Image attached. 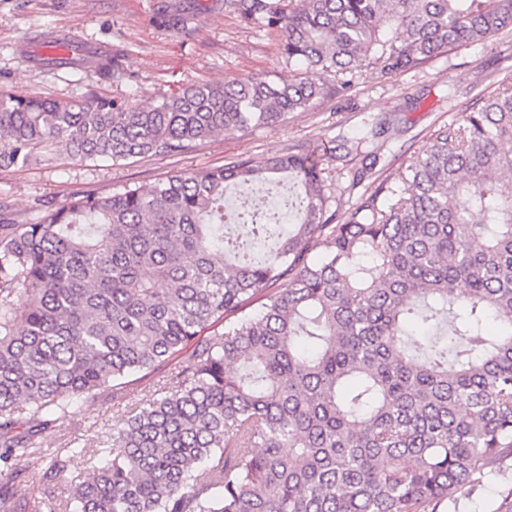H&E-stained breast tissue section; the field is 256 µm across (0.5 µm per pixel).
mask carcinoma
Wrapping results in <instances>:
<instances>
[{"label": "carcinoma", "mask_w": 512, "mask_h": 512, "mask_svg": "<svg viewBox=\"0 0 512 512\" xmlns=\"http://www.w3.org/2000/svg\"><path fill=\"white\" fill-rule=\"evenodd\" d=\"M322 72L196 83L138 111L0 94V170L166 156L512 31V0H224ZM195 13L162 5L165 27ZM123 75L121 54L95 62ZM350 172L355 190L379 160ZM315 149L0 218V512H437L512 462V82L341 221ZM293 191L279 194L281 184ZM261 194L224 213V191ZM253 302L254 313H246ZM223 331H218V328ZM179 358L58 502L24 462L77 403Z\"/></svg>", "instance_id": "carcinoma-1"}]
</instances>
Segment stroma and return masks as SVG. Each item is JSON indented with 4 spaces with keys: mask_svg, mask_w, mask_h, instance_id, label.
<instances>
[{
    "mask_svg": "<svg viewBox=\"0 0 512 512\" xmlns=\"http://www.w3.org/2000/svg\"><path fill=\"white\" fill-rule=\"evenodd\" d=\"M197 5L196 30L184 36L165 28L156 18L159 0H0V93L21 90L37 96L69 98L89 88L112 97L123 108H146L161 96L178 93L201 82L220 83L254 74L282 75L274 37L242 26L222 7V0H177ZM70 26L81 38L105 43L124 52L122 81L102 80L86 73L75 85L64 72H47L24 64L16 41L32 39L47 29ZM512 76V36L454 49L430 61L420 71L379 79L362 71L353 89L326 95L313 107L289 114L279 126L249 133L223 132L165 157L133 158L119 164L66 161L47 151L32 165L0 171V209L14 223L31 224L43 210L54 209L87 193L107 195L124 186L148 187L170 175L221 167L241 157L264 161L281 153L318 148L332 206L346 213L350 201L341 178L342 155L364 118L398 112L403 130L388 143L385 157L361 184L372 192L392 178L426 143L439 126L455 120L461 108ZM455 100H448L449 88ZM168 370L129 383L120 399L102 395L76 408L48 437L43 453L29 459L25 490L33 492L49 465V452L70 447L95 450L135 403L165 384ZM512 487V467L484 478L475 491L458 494L439 512H490L502 491Z\"/></svg>",
    "mask_w": 512,
    "mask_h": 512,
    "instance_id": "35a3bbf8",
    "label": "stroma"
}]
</instances>
